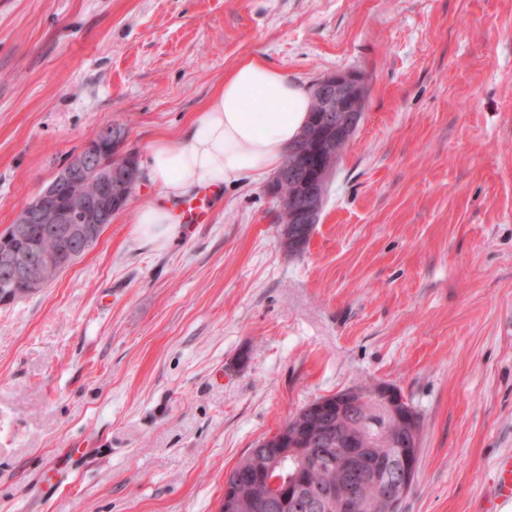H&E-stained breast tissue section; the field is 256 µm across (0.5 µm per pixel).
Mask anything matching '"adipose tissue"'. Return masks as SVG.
Masks as SVG:
<instances>
[{"label": "adipose tissue", "mask_w": 512, "mask_h": 512, "mask_svg": "<svg viewBox=\"0 0 512 512\" xmlns=\"http://www.w3.org/2000/svg\"><path fill=\"white\" fill-rule=\"evenodd\" d=\"M310 105L307 85L263 58L241 61L183 134L150 145L141 170L160 198L137 215L138 243L162 248L179 235L174 201L201 188H232L276 172L306 124Z\"/></svg>", "instance_id": "1"}]
</instances>
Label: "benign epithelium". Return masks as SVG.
Returning a JSON list of instances; mask_svg holds the SVG:
<instances>
[{"label": "benign epithelium", "mask_w": 512, "mask_h": 512, "mask_svg": "<svg viewBox=\"0 0 512 512\" xmlns=\"http://www.w3.org/2000/svg\"><path fill=\"white\" fill-rule=\"evenodd\" d=\"M362 78L352 72L328 75L312 86L316 110L325 113L333 126L331 134L318 144L313 157L317 174H306L301 179V191L290 197L283 214V236L297 246L304 238L295 233V225L314 226L322 210L326 187L345 146L350 141L361 119ZM126 131L118 125L101 128L90 137L80 151L72 156L57 172L52 182L19 212L14 232L25 231L27 224H44L46 231L80 244L79 252L86 253L99 242L102 230L111 223L115 208L129 200V191L139 182L138 157L126 149ZM68 264L25 263L15 255L0 251V268L9 270L15 283L31 291L44 287L47 275L60 273ZM372 399L386 416L401 430L398 447L400 464L391 469L381 459H369L368 448L373 438L361 431L336 434V446L349 457L351 467L342 484L332 487L314 486L297 492L293 484L273 477V486L279 489L277 498L288 495V501L298 512H308L321 504L336 502L339 512H362L365 502L362 487L372 482L377 487V498L383 512H394L399 500L412 487L420 455L416 430V415L401 392L389 385H377L368 392L351 387L311 402L303 409L305 414L336 412L345 418L357 406ZM283 436H270L265 450L281 449L290 443L288 453L314 456L324 454L318 440L305 433L297 442Z\"/></svg>", "instance_id": "7a95c632"}]
</instances>
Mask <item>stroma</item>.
Listing matches in <instances>:
<instances>
[{"label":"stroma","instance_id":"obj_1","mask_svg":"<svg viewBox=\"0 0 512 512\" xmlns=\"http://www.w3.org/2000/svg\"><path fill=\"white\" fill-rule=\"evenodd\" d=\"M259 55L367 80L303 252L266 182L0 305V512H219L309 402L396 387L420 417L402 512H483L512 454V0H0V232L100 127L145 156ZM84 462L67 464L70 449Z\"/></svg>","mask_w":512,"mask_h":512}]
</instances>
